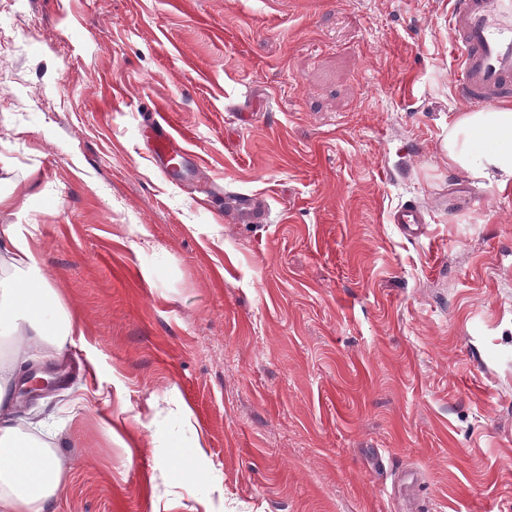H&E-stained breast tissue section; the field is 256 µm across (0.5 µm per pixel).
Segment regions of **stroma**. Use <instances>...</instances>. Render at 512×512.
<instances>
[{
    "label": "stroma",
    "instance_id": "1",
    "mask_svg": "<svg viewBox=\"0 0 512 512\" xmlns=\"http://www.w3.org/2000/svg\"><path fill=\"white\" fill-rule=\"evenodd\" d=\"M451 4L0 0V225L73 321L45 512H512V184L448 166ZM151 143L150 153L154 159L164 156L166 158V168L176 176L188 174L190 163L195 158L193 151L183 146L180 140L186 142L185 134L177 129L170 119L169 112H151ZM177 159L178 167L171 166V159ZM234 220L237 224H267L270 211L264 199L254 197H240L233 199Z\"/></svg>",
    "mask_w": 512,
    "mask_h": 512
}]
</instances>
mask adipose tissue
I'll list each match as a JSON object with an SVG mask.
<instances>
[{
	"label": "adipose tissue",
	"instance_id": "adipose-tissue-1",
	"mask_svg": "<svg viewBox=\"0 0 512 512\" xmlns=\"http://www.w3.org/2000/svg\"><path fill=\"white\" fill-rule=\"evenodd\" d=\"M449 166L478 183L512 182V107L460 113L448 128ZM15 275L0 279V335H21L13 360L0 359V512H44L61 488L62 468L46 425L25 431L9 412L15 358L36 345L63 347L72 333L68 311L48 288L38 256L15 225L4 231Z\"/></svg>",
	"mask_w": 512,
	"mask_h": 512
}]
</instances>
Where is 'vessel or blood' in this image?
Returning <instances> with one entry per match:
<instances>
[{
  "label": "vessel or blood",
  "mask_w": 512,
  "mask_h": 512,
  "mask_svg": "<svg viewBox=\"0 0 512 512\" xmlns=\"http://www.w3.org/2000/svg\"><path fill=\"white\" fill-rule=\"evenodd\" d=\"M448 33L455 58L457 98L481 107L511 100L512 0H453ZM150 123L152 157L177 159L173 175H187L194 155L182 144L183 132L166 112H152ZM233 211L239 224H265L270 219L265 200L257 196L235 199Z\"/></svg>",
  "instance_id": "b4317fda"
}]
</instances>
